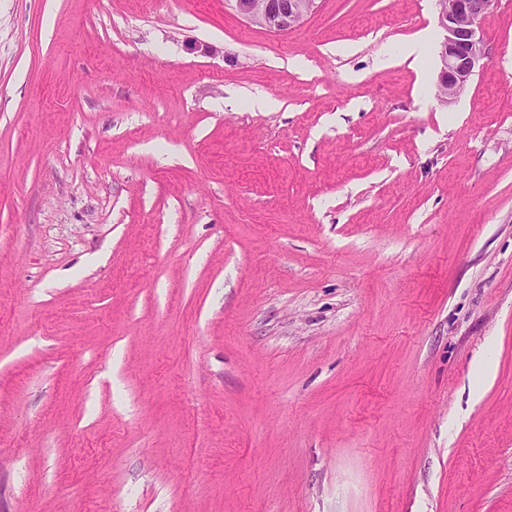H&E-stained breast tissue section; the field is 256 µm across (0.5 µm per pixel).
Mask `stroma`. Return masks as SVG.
<instances>
[{"instance_id": "stroma-1", "label": "stroma", "mask_w": 512, "mask_h": 512, "mask_svg": "<svg viewBox=\"0 0 512 512\" xmlns=\"http://www.w3.org/2000/svg\"><path fill=\"white\" fill-rule=\"evenodd\" d=\"M438 12L0 0V512H512V0L449 105ZM244 19L271 32L285 33L310 14L316 0H230Z\"/></svg>"}]
</instances>
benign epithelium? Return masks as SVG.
<instances>
[{
	"label": "benign epithelium",
	"instance_id": "7a95c632",
	"mask_svg": "<svg viewBox=\"0 0 512 512\" xmlns=\"http://www.w3.org/2000/svg\"><path fill=\"white\" fill-rule=\"evenodd\" d=\"M244 19L285 33L310 14L316 0H232ZM495 0H442L438 19L446 32L440 48L438 93L450 104L465 89L486 55L483 20Z\"/></svg>",
	"mask_w": 512,
	"mask_h": 512
}]
</instances>
